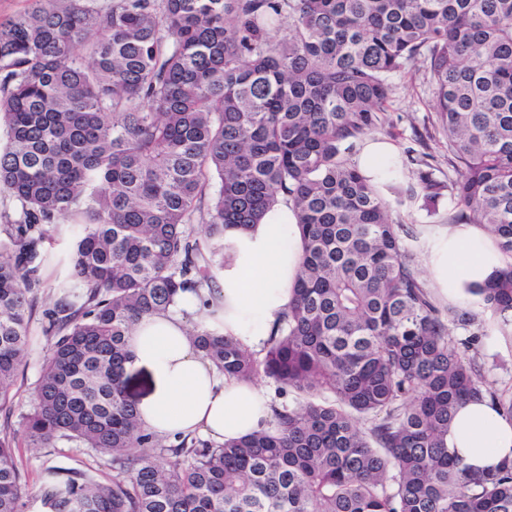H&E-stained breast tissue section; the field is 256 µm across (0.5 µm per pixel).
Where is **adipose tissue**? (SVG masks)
<instances>
[{"label": "adipose tissue", "instance_id": "1", "mask_svg": "<svg viewBox=\"0 0 512 512\" xmlns=\"http://www.w3.org/2000/svg\"><path fill=\"white\" fill-rule=\"evenodd\" d=\"M429 234V272L441 296L482 281L499 261L494 238L480 225L435 226ZM224 252L217 315L186 292L174 307L138 321L128 339L130 368L151 379L150 394L137 406L139 421L156 437L189 434L221 443L260 431L271 419L264 389L224 377L198 349L193 332L223 333L251 350L265 343L294 299L303 256L295 211L282 203L248 230L228 231ZM448 446L476 472L512 464V421L488 400L464 401L448 429Z\"/></svg>", "mask_w": 512, "mask_h": 512}]
</instances>
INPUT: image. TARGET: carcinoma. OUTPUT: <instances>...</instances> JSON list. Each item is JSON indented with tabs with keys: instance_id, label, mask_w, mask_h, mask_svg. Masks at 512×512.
I'll use <instances>...</instances> for the list:
<instances>
[{
	"instance_id": "cac0c4a2",
	"label": "carcinoma",
	"mask_w": 512,
	"mask_h": 512,
	"mask_svg": "<svg viewBox=\"0 0 512 512\" xmlns=\"http://www.w3.org/2000/svg\"><path fill=\"white\" fill-rule=\"evenodd\" d=\"M285 35H279L281 30ZM423 63L455 176L407 150L448 223L481 224L500 262L441 308L410 232L354 156L390 77ZM0 411L25 362L49 226L76 218L27 445L112 459V481L50 470L48 512H512V465L475 474L448 448L457 405L512 419L484 374L492 320L512 338V0H32L0 22ZM284 202L303 259L277 334L246 351L196 335L228 377L263 374L292 407L262 432L176 447L126 393L131 327L180 293L217 299L224 233ZM10 433L0 512H24Z\"/></svg>"
}]
</instances>
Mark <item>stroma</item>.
<instances>
[{
  "mask_svg": "<svg viewBox=\"0 0 512 512\" xmlns=\"http://www.w3.org/2000/svg\"><path fill=\"white\" fill-rule=\"evenodd\" d=\"M394 93L384 116V123L376 132L378 138L389 142L395 153V164L378 189L388 201L394 219L405 224L411 233L408 245L415 255L420 272H427L432 240L428 234L429 226L447 224L448 201L439 199L428 202L423 193L416 191V180L405 163L404 150L412 146L414 132L422 128L425 120L432 114L433 87L426 71L392 75ZM60 269L55 264H46L42 288L31 319L30 352L15 377L12 393L14 408L12 413L0 412V431L4 428H17L18 415L30 408L32 390L39 378L42 359L50 341L43 329L46 324L45 312L52 308L57 291L55 283ZM17 461L25 474L26 491L32 502L28 512H46L35 495L45 475L46 469L73 470L86 474L90 478L107 482L112 478V464L108 457L91 448H78L61 444L55 448H30L20 446L16 450Z\"/></svg>",
  "mask_w": 512,
  "mask_h": 512,
  "instance_id": "obj_1",
  "label": "stroma"
}]
</instances>
